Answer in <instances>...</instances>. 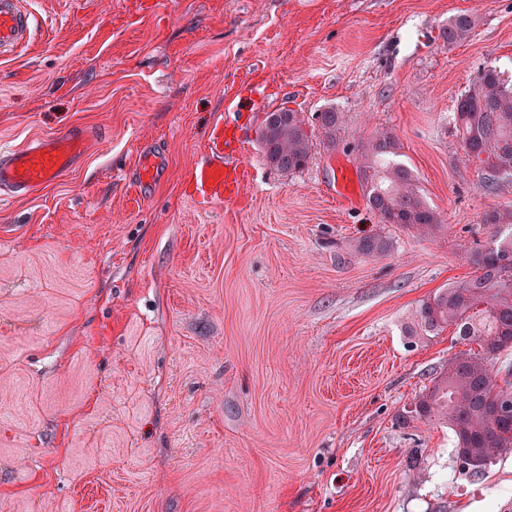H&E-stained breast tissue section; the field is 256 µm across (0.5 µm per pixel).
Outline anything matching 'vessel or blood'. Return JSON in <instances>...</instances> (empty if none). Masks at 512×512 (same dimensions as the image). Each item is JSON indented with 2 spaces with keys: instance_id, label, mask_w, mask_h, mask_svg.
<instances>
[{
  "instance_id": "obj_1",
  "label": "vessel or blood",
  "mask_w": 512,
  "mask_h": 512,
  "mask_svg": "<svg viewBox=\"0 0 512 512\" xmlns=\"http://www.w3.org/2000/svg\"><path fill=\"white\" fill-rule=\"evenodd\" d=\"M33 16L21 0H0V58L13 57L30 42ZM95 138L84 126L31 139L20 148L0 153V201L29 196L70 171L88 153ZM233 130L218 132L210 162L195 168L189 183L197 203L212 204L234 197L247 177L245 168L224 154L225 141L235 140Z\"/></svg>"
}]
</instances>
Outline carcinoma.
I'll use <instances>...</instances> for the list:
<instances>
[{"instance_id": "1", "label": "carcinoma", "mask_w": 512, "mask_h": 512, "mask_svg": "<svg viewBox=\"0 0 512 512\" xmlns=\"http://www.w3.org/2000/svg\"><path fill=\"white\" fill-rule=\"evenodd\" d=\"M474 19L460 14L448 20L441 38L453 46L472 33ZM327 150L346 125L334 108L317 115ZM466 161L494 192L512 178V76L495 65L481 69L456 100L452 117ZM314 135L303 113L285 107L265 113L259 146L266 164L283 173L304 169L312 159ZM394 134L378 130L362 146L361 173L368 205L383 224L431 232L441 227L436 210L422 198L412 171L395 162ZM480 223L489 228L484 244L466 255L474 275L438 290L416 311L417 325L436 336L452 326L463 340L479 343L480 352L450 359L416 403L421 417L448 424L461 467L481 473L496 456L512 451V383L499 385L494 370L512 376V210L492 208Z\"/></svg>"}]
</instances>
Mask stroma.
Returning <instances> with one entry per match:
<instances>
[{
    "mask_svg": "<svg viewBox=\"0 0 512 512\" xmlns=\"http://www.w3.org/2000/svg\"><path fill=\"white\" fill-rule=\"evenodd\" d=\"M31 44L0 60V150L84 124L97 148L0 202V512H512V453L458 471L417 416L452 330L413 336L468 279L487 194L451 122L485 66L512 72V0H26ZM475 17L466 41L440 32ZM347 115L335 150L285 174L264 113ZM248 178L186 195L213 127ZM393 132L441 216L367 205L361 143ZM165 158L146 196L131 173ZM355 192L341 198L342 176ZM384 251L365 255L363 240Z\"/></svg>",
    "mask_w": 512,
    "mask_h": 512,
    "instance_id": "35a3bbf8",
    "label": "stroma"
}]
</instances>
